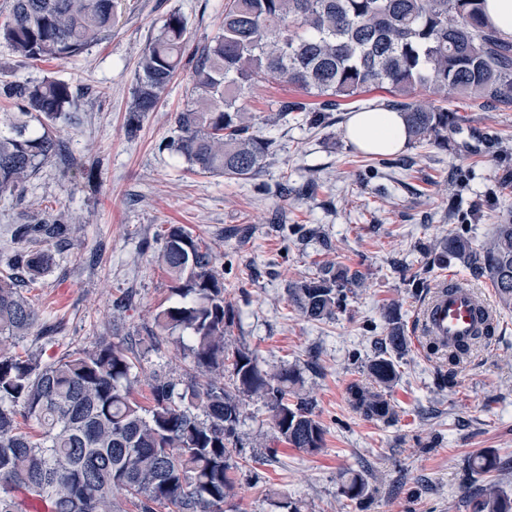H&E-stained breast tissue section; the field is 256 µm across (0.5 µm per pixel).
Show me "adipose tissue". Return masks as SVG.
Returning a JSON list of instances; mask_svg holds the SVG:
<instances>
[{"mask_svg":"<svg viewBox=\"0 0 512 512\" xmlns=\"http://www.w3.org/2000/svg\"><path fill=\"white\" fill-rule=\"evenodd\" d=\"M346 140L369 154L400 151L408 142V132L401 113L369 109L350 113L344 128Z\"/></svg>","mask_w":512,"mask_h":512,"instance_id":"obj_1","label":"adipose tissue"}]
</instances>
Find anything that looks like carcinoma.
<instances>
[{"mask_svg":"<svg viewBox=\"0 0 512 512\" xmlns=\"http://www.w3.org/2000/svg\"><path fill=\"white\" fill-rule=\"evenodd\" d=\"M483 0H226L221 31L192 58L189 101L175 114L177 136L170 150L201 174L248 180L264 167L275 139L252 132L242 101L258 83L276 77L323 98L282 102L285 119L300 112L311 125L322 113L371 89L391 96L384 108L404 115L409 140L442 144L460 119L445 107L416 100L421 92L448 100L458 95L512 106V42L488 27ZM116 0H12L0 23V43L37 63L79 58L112 31ZM187 19L171 12L139 61L132 112L154 111L179 68ZM5 96L17 111L0 116V196L20 195L51 159L62 155L60 129L76 110L72 86L60 79L25 80ZM62 223L20 224L14 239L26 243L6 259L0 276V512H23L25 497L49 503L51 512H124L121 494L136 512H227L234 497L231 473L238 468V427L243 398H258L274 437L314 453L325 431L311 398L298 394L299 373L283 365L265 370L254 352L226 340L234 321L224 299V272L217 256L186 227L165 230L159 261L177 300L154 317L155 331L142 339L143 353L159 350V338L188 335L192 371L154 377L152 406L133 397V370L141 355L122 343L100 342L43 364L19 352L39 314L21 283L51 267L50 249L34 244L64 241ZM440 259H455L474 275H488L499 303L512 307V221L494 225L476 249L462 235L441 243ZM361 276L326 268L288 285L289 301L312 320L333 318L343 291ZM385 350L368 365L373 387L352 384L349 402L362 416L391 423L396 411L385 396L399 376L393 357L407 347L397 310L385 312ZM472 343L430 349L448 361V372L464 364ZM229 383H224V374ZM32 423L24 431L18 418ZM483 450L469 468L485 475L499 468ZM341 494L366 495L359 474L346 478ZM471 512H512V494L485 485L470 499Z\"/></svg>","mask_w":512,"mask_h":512,"instance_id":"carcinoma-1","label":"carcinoma"}]
</instances>
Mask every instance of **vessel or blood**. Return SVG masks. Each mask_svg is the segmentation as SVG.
Returning <instances> with one entry per match:
<instances>
[{"instance_id":"obj_1","label":"vessel or blood","mask_w":512,"mask_h":512,"mask_svg":"<svg viewBox=\"0 0 512 512\" xmlns=\"http://www.w3.org/2000/svg\"><path fill=\"white\" fill-rule=\"evenodd\" d=\"M494 318L492 306L473 289L454 282L439 285L423 309L428 335L451 347L469 342L476 330Z\"/></svg>"}]
</instances>
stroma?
I'll return each mask as SVG.
<instances>
[{"mask_svg":"<svg viewBox=\"0 0 512 512\" xmlns=\"http://www.w3.org/2000/svg\"><path fill=\"white\" fill-rule=\"evenodd\" d=\"M223 2L125 0L112 31L69 62L33 64L0 45V86L54 77L79 88L61 133L68 158L44 165L21 196L0 197L2 252L16 245L14 225L75 227L68 244L53 248L51 270L24 288L55 339L32 334L23 347L46 363L101 339L139 347L154 313L171 302L156 255L163 230L181 224L218 256L235 312L229 344L253 351L264 369L295 366L325 430L316 453L290 447L274 439L262 402L248 400L236 512H280L285 498L303 512H469L468 498L488 482L512 493V311H500L491 342L453 373L423 351L418 326L421 305L448 276L496 298L488 278L456 260L439 263L436 254L452 233L482 245L505 220L512 107L449 97L461 123L447 147L410 143L370 156L348 143L344 125L350 112L386 102L388 93L360 94L310 127L277 119V101L304 95L269 79L246 101L256 133L277 142L262 172L248 181L195 173L167 145L187 101L189 61L219 33ZM175 10L188 20L185 61L156 110L129 128L138 62ZM324 267L360 271L363 283L332 319L315 321L291 305L287 288ZM392 305L408 347L386 391L397 417L383 424L354 411L347 388L368 383ZM187 366L176 336L164 337L141 362L137 400L151 403L144 378L177 376ZM485 449L502 466L474 475L468 460ZM355 473L367 483L358 502L339 491Z\"/></svg>","mask_w":512,"mask_h":512,"instance_id":"1","label":"stroma"}]
</instances>
